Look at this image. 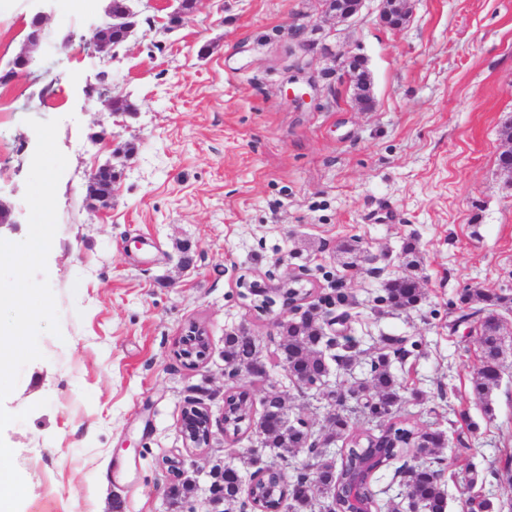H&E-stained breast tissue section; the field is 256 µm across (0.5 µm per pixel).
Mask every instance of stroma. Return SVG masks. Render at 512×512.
<instances>
[{
	"mask_svg": "<svg viewBox=\"0 0 512 512\" xmlns=\"http://www.w3.org/2000/svg\"><path fill=\"white\" fill-rule=\"evenodd\" d=\"M107 3L85 0L71 19L66 0H0V75L32 16L48 15L47 39L0 115V203L11 211L0 238L28 235L29 119L59 120L68 158L46 270L61 333L40 335L42 359L0 403L18 417L0 435L30 512H207L212 467L242 466L256 445L223 431L231 331L247 330L265 355L270 377L256 397L281 391L292 411L324 422L326 408H311V391L286 376L274 315L240 295L243 283L271 288L295 274L355 300L349 325L362 354L331 384L366 379L381 337L410 344L393 370L422 397L400 413L449 438L447 512H465L473 493L512 512V309L500 314L502 375L487 408L472 394L480 361L460 320L465 289L512 294V175L498 161L512 122V0H414L400 30L382 25L379 0L353 23L329 17L322 0H195L181 27L142 25L103 63L93 35ZM354 55L371 76L370 112L343 76ZM103 70L130 112L87 99ZM296 85L304 102L291 96ZM117 147L132 159L113 158ZM110 161L121 180L96 212L87 184ZM409 241L424 298L374 312L384 283L407 272ZM346 243L358 247L347 258ZM193 322L209 338L197 367L177 354ZM191 402L212 414L211 449L185 446ZM172 456L195 481L183 507L165 495L162 461ZM421 462L411 451L374 477L382 512H410L405 472Z\"/></svg>",
	"mask_w": 512,
	"mask_h": 512,
	"instance_id": "obj_1",
	"label": "stroma"
}]
</instances>
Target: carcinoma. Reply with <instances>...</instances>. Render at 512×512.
I'll return each mask as SVG.
<instances>
[{"label": "carcinoma", "instance_id": "cac0c4a2", "mask_svg": "<svg viewBox=\"0 0 512 512\" xmlns=\"http://www.w3.org/2000/svg\"><path fill=\"white\" fill-rule=\"evenodd\" d=\"M328 297L339 316L347 315L345 309L353 305L351 296L340 288H329ZM423 298L413 273L384 283L376 302L387 308L408 309L417 306ZM466 304L480 305L483 314L479 344L482 352L481 367L473 383L472 392L480 402H489L494 389L499 387L498 359L502 354L499 342L500 322L498 310L512 307V296L489 294L479 288L467 290L462 295ZM278 357L288 363L289 370L304 386H314L330 373L331 363L345 372L361 354L359 343H348L339 336L326 332L325 312L307 306L300 314L281 324ZM382 347L370 357L369 380L355 382L347 389L336 390V419L324 425L325 435L314 433L313 424L301 416H292L288 405L282 403L276 391L268 392L260 402V411H254V401L248 389L239 386L252 369L265 363L262 350L253 336L230 332L224 336V369L231 387L224 397V433L238 441L247 432L252 433L264 448L275 451V457L286 459V454H296L305 449L311 458L310 466L297 469L293 479L285 483L280 471L272 470L260 477L250 474L253 480L249 498L257 509L277 508L282 502L292 512H315L326 500L336 502V512H341V495L350 471L368 456L375 457V466L387 467L407 448L417 449L425 457L419 466L410 469L408 489L412 508L427 512H446L448 497L442 483L444 459L440 450L448 445L442 431L418 432L406 425L398 415L404 402L403 385L392 372L398 352L408 353L403 338L383 337ZM363 400L362 407L377 421V428L355 431L347 413V404ZM348 444L339 458L326 449L333 440ZM242 474L236 467L224 470L222 476L212 479L224 484V512L238 502L241 494Z\"/></svg>", "mask_w": 512, "mask_h": 512}]
</instances>
